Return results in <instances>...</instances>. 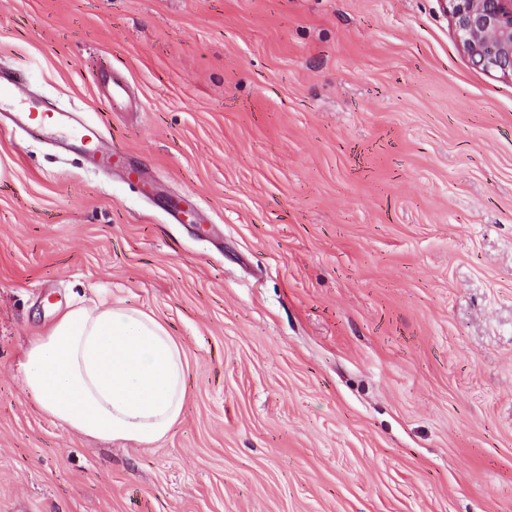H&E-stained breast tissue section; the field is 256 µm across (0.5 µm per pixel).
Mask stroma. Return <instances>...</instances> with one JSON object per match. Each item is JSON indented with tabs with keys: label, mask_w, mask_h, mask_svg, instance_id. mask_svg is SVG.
<instances>
[{
	"label": "stroma",
	"mask_w": 512,
	"mask_h": 512,
	"mask_svg": "<svg viewBox=\"0 0 512 512\" xmlns=\"http://www.w3.org/2000/svg\"><path fill=\"white\" fill-rule=\"evenodd\" d=\"M0 67L122 153L0 132V512H512V81L442 0H0ZM98 300L185 351L152 447L25 392Z\"/></svg>",
	"instance_id": "35a3bbf8"
}]
</instances>
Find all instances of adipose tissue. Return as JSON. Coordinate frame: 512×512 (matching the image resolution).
<instances>
[{"mask_svg": "<svg viewBox=\"0 0 512 512\" xmlns=\"http://www.w3.org/2000/svg\"><path fill=\"white\" fill-rule=\"evenodd\" d=\"M183 348L151 315L121 304L64 311L26 350L23 381L48 416L80 435L149 447L186 400Z\"/></svg>", "mask_w": 512, "mask_h": 512, "instance_id": "adipose-tissue-1", "label": "adipose tissue"}]
</instances>
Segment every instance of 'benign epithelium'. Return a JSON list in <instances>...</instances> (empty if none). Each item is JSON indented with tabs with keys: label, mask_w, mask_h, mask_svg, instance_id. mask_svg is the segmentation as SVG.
Returning <instances> with one entry per match:
<instances>
[{
	"label": "benign epithelium",
	"mask_w": 512,
	"mask_h": 512,
	"mask_svg": "<svg viewBox=\"0 0 512 512\" xmlns=\"http://www.w3.org/2000/svg\"><path fill=\"white\" fill-rule=\"evenodd\" d=\"M458 44L471 63L512 79V0H448Z\"/></svg>",
	"instance_id": "1"
}]
</instances>
